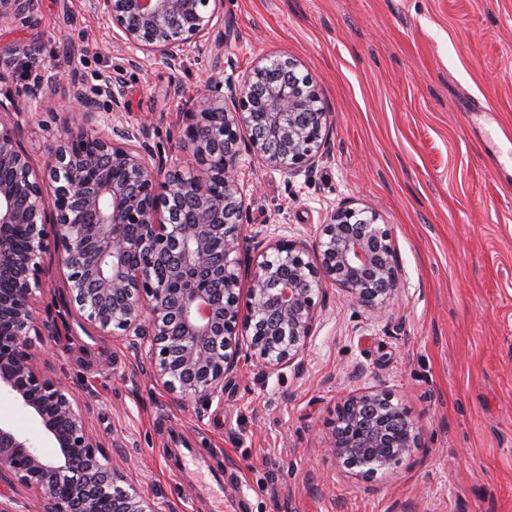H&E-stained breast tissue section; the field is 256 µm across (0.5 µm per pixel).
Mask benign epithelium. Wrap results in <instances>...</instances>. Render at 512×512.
Segmentation results:
<instances>
[{"mask_svg":"<svg viewBox=\"0 0 512 512\" xmlns=\"http://www.w3.org/2000/svg\"><path fill=\"white\" fill-rule=\"evenodd\" d=\"M212 2L223 0H90V8L176 70L188 45L215 27ZM33 9L34 0H0V23L25 25ZM13 52L0 47V87L13 79ZM272 68L276 81L255 97L250 86ZM121 83L119 73L92 90L73 82L55 103L69 125L43 172L22 147L18 102L0 91V171L12 174L0 179V273L10 275L0 290V391L36 416L57 448L48 461L30 437L0 424V484L35 493L46 512H155L110 465L78 395L39 367L46 323L34 303L48 254L81 319L101 333L121 331L145 351L154 380L185 400L223 391L243 334L266 371L294 365L328 284L377 322L401 292L393 234L374 210L343 203L310 240L245 233L242 158L295 178L322 157L329 135V113L296 61H257L228 96L224 79L208 75L178 150L169 152L112 119L124 110L115 92ZM27 84L32 101L49 102L40 74L29 72ZM331 435L325 451L366 476L401 464L419 446L415 423L382 384L350 395Z\"/></svg>","mask_w":512,"mask_h":512,"instance_id":"7a95c632","label":"benign epithelium"}]
</instances>
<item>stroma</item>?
<instances>
[{
  "label": "stroma",
  "instance_id": "1",
  "mask_svg": "<svg viewBox=\"0 0 512 512\" xmlns=\"http://www.w3.org/2000/svg\"><path fill=\"white\" fill-rule=\"evenodd\" d=\"M17 49L12 90L34 169L65 132L33 103L72 82L123 72L118 118L176 149L204 74L238 85L260 56L296 60L331 115L325 153L292 180L245 157L250 229L309 238L343 201L390 224L401 294L388 319L327 287L301 368L271 373L241 337L223 395L186 401L157 385L120 335L72 311L57 272L38 292L53 348L44 370L80 397L86 423L156 512H209L171 448L208 449L240 512H512V0H224L181 69L109 35L87 0H35L27 25L0 26ZM385 384L419 448L362 476L324 451L338 408ZM0 421L56 455L8 393Z\"/></svg>",
  "mask_w": 512,
  "mask_h": 512
}]
</instances>
